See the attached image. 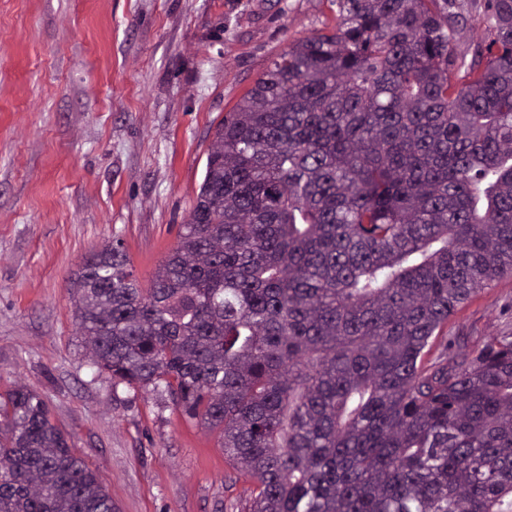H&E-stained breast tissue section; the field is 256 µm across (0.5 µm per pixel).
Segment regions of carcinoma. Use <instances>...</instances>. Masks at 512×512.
<instances>
[{
  "label": "carcinoma",
  "mask_w": 512,
  "mask_h": 512,
  "mask_svg": "<svg viewBox=\"0 0 512 512\" xmlns=\"http://www.w3.org/2000/svg\"><path fill=\"white\" fill-rule=\"evenodd\" d=\"M224 114L142 287L111 244L71 281L87 356L219 434L249 512H512V334L448 321L512 276V0H327ZM447 337L448 359L429 358ZM0 512H115L17 386Z\"/></svg>",
  "instance_id": "carcinoma-1"
}]
</instances>
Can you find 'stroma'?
<instances>
[{
    "instance_id": "obj_1",
    "label": "stroma",
    "mask_w": 512,
    "mask_h": 512,
    "mask_svg": "<svg viewBox=\"0 0 512 512\" xmlns=\"http://www.w3.org/2000/svg\"><path fill=\"white\" fill-rule=\"evenodd\" d=\"M327 0H0V390L21 384L117 512H245L216 433L113 383L70 280L121 239L142 282L175 247L218 124ZM512 330V277L448 322L467 350Z\"/></svg>"
}]
</instances>
